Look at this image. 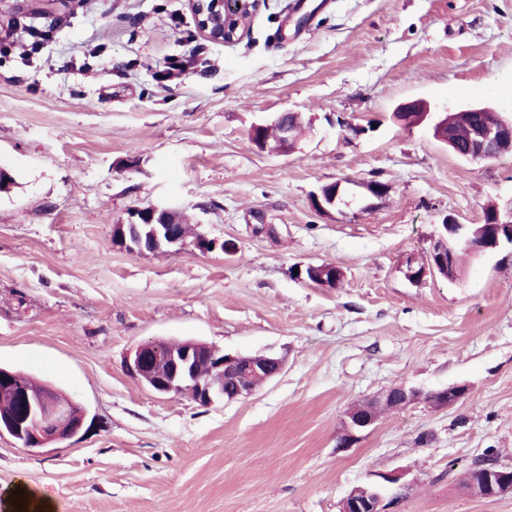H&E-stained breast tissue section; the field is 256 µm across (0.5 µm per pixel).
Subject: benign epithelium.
<instances>
[{
	"instance_id": "1",
	"label": "benign epithelium",
	"mask_w": 512,
	"mask_h": 512,
	"mask_svg": "<svg viewBox=\"0 0 512 512\" xmlns=\"http://www.w3.org/2000/svg\"><path fill=\"white\" fill-rule=\"evenodd\" d=\"M198 27L210 39L231 43L239 39L243 28L241 16L251 18L262 0H189ZM429 105L422 99L408 101L399 106L397 118L408 128L423 124L429 117ZM279 131L276 143L266 136L269 127ZM251 139L262 150L286 151L295 141L294 128L284 120V114L273 117L271 125L252 127ZM433 136L460 159L465 161L491 160L512 152V122L501 121L494 127L472 128L466 150H460L448 122L440 120L433 125ZM340 187L322 190L314 196L317 210L326 212L336 205ZM141 223L153 225L149 238L138 232L136 223L114 225L115 242L129 250L157 252L184 244L177 230L175 210L151 207L140 215ZM486 225L471 232V227L449 220L444 233L433 239L430 259L425 265L415 258L409 260L407 276L418 280L426 273L448 277V267L455 265V240H461L475 257L496 249L500 245L499 234L508 232L507 242L512 244V212L503 218L497 209L485 216ZM305 276L323 288H336L343 273L334 264L309 265ZM201 358L212 363L211 375L201 379L196 375L194 364ZM240 357L226 355L215 357V348L201 341L187 340L162 352L159 341H148L135 347L127 356V371L151 391L160 394H184L192 401L209 406L219 399L233 401L252 394L258 387L279 376L285 366L284 358L276 354L262 356V363L254 365L245 374H238ZM394 407L402 409L422 399L434 408H445L458 402L467 393L464 385H449L424 392L400 385ZM390 400L381 393L363 401V408L346 414L342 425L340 445L350 446L357 434L369 429L379 419L378 407ZM85 411L68 395L51 386L38 393L24 392L18 395V411L0 420V435L12 434L31 451H40L60 444L76 436L83 425ZM466 487L471 492L487 498L512 494V466L490 463L473 468L467 474ZM381 499L375 486L360 485L352 488L342 501L341 512H381Z\"/></svg>"
}]
</instances>
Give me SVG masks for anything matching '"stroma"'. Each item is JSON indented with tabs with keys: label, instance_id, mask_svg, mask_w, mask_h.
I'll list each match as a JSON object with an SVG mask.
<instances>
[{
	"label": "stroma",
	"instance_id": "obj_1",
	"mask_svg": "<svg viewBox=\"0 0 512 512\" xmlns=\"http://www.w3.org/2000/svg\"><path fill=\"white\" fill-rule=\"evenodd\" d=\"M266 0L215 42L188 0H0V366L51 383L84 426L44 454L0 436V498L37 484L61 512H341L355 486L383 512H512L462 485L512 465V247L463 256L450 281L406 275L444 222L512 213V154L465 161L395 112L487 105L512 120V0ZM185 62L180 79L164 72ZM304 131L259 149L281 112ZM386 184L385 198L368 182ZM328 212L311 199L328 184ZM172 207L234 250L137 254L114 225ZM330 263L333 289L295 270ZM197 340L277 354L251 395L201 406L125 369L139 344ZM418 400L338 445L355 403ZM397 474L394 483L385 482ZM429 111V105L426 101L416 99L401 104L396 116L407 128H413L427 120L430 115ZM296 116L286 115L285 120L293 122ZM284 120V113H279L273 117L271 124H258L252 127L250 135L253 142L259 149L262 150H278L287 151L290 149L295 141L294 128L291 124ZM269 127H276L279 131V136L275 144H271L267 136L270 137L268 131ZM272 129V136H275V130ZM394 389L398 391V397L394 401V407L399 409H402L419 399H423L434 408H445L458 402L467 393L465 385H449L427 392L413 387H406L404 385H400Z\"/></svg>",
	"mask_w": 512,
	"mask_h": 512
}]
</instances>
